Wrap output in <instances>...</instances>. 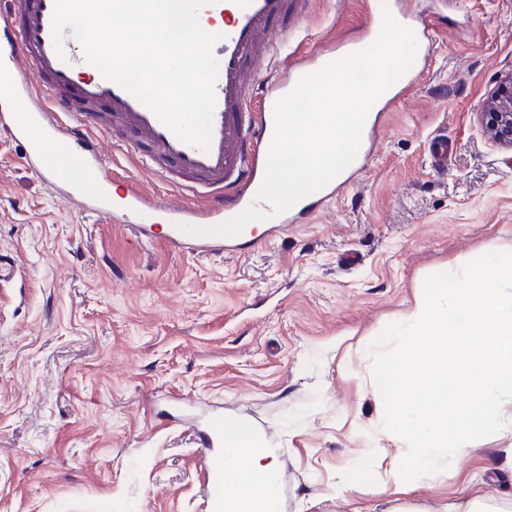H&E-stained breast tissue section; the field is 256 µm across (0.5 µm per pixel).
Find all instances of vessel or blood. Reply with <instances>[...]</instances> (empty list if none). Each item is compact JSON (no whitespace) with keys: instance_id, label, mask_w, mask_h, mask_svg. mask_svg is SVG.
Returning <instances> with one entry per match:
<instances>
[{"instance_id":"obj_1","label":"vessel or blood","mask_w":512,"mask_h":512,"mask_svg":"<svg viewBox=\"0 0 512 512\" xmlns=\"http://www.w3.org/2000/svg\"><path fill=\"white\" fill-rule=\"evenodd\" d=\"M9 2L7 19L0 22V66L10 68L14 83L9 94L0 95V129L21 147L25 166L54 185L64 201L127 225L135 238L148 243L157 238L155 221H164L167 230L160 238L175 252L229 255L242 240L252 237L248 227L234 236L215 235L211 229L255 204L274 139L278 96L293 92L302 78L348 55L346 47L327 45L279 77L275 95L253 100L250 90L261 80L260 63L275 50L271 38H288L289 20L296 16L300 2L211 0L203 11L209 32L220 39L213 47L218 75L212 133L208 147L203 148L183 141L148 105L100 70H89L71 32H55V0ZM387 14L375 5L368 10L372 20ZM388 15L408 28L416 41L430 46L427 30L405 9L396 8ZM411 85L406 73L387 88L377 111L367 116L363 148L354 161L322 189L266 219L267 238L289 225L305 223L363 169L374 150L383 113ZM94 117L121 123L133 135L123 142V149L150 170L184 180L194 203L150 200L132 182L124 195L111 197L107 191L111 173L89 135ZM197 437L207 458L204 496L210 512H225L223 415L211 416L198 428Z\"/></svg>"}]
</instances>
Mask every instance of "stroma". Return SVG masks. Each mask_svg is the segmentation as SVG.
I'll return each mask as SVG.
<instances>
[{"mask_svg": "<svg viewBox=\"0 0 512 512\" xmlns=\"http://www.w3.org/2000/svg\"><path fill=\"white\" fill-rule=\"evenodd\" d=\"M434 23L430 60L387 111L375 161L308 224L239 255L140 244L79 212L0 131V512H208L196 429L243 420L274 448L280 512H454L478 489L512 512V432L467 443L413 492H393L367 443L384 417L371 341L427 280L512 249V148L480 112L512 72V0H408ZM280 54L302 62L366 29L362 0H305ZM113 189L190 202L96 129ZM455 144L444 171L435 135ZM355 488L337 495L338 471Z\"/></svg>", "mask_w": 512, "mask_h": 512, "instance_id": "stroma-1", "label": "stroma"}]
</instances>
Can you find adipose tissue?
Wrapping results in <instances>:
<instances>
[{
  "label": "adipose tissue",
  "mask_w": 512,
  "mask_h": 512,
  "mask_svg": "<svg viewBox=\"0 0 512 512\" xmlns=\"http://www.w3.org/2000/svg\"><path fill=\"white\" fill-rule=\"evenodd\" d=\"M274 454L241 422L224 424V495L233 512H274Z\"/></svg>",
  "instance_id": "1"
}]
</instances>
